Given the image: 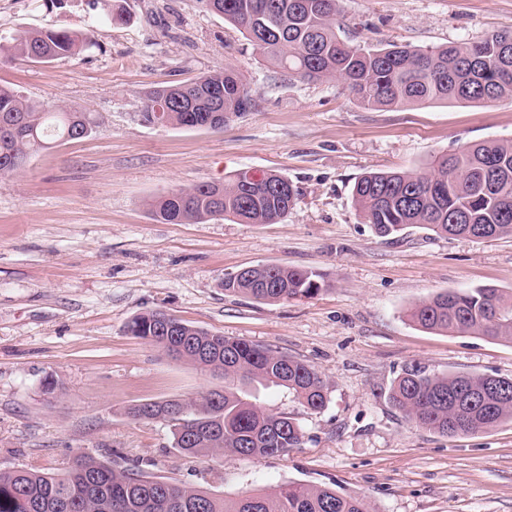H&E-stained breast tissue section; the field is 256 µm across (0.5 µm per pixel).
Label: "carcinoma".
Returning a JSON list of instances; mask_svg holds the SVG:
<instances>
[{
  "label": "carcinoma",
  "instance_id": "1",
  "mask_svg": "<svg viewBox=\"0 0 512 512\" xmlns=\"http://www.w3.org/2000/svg\"><path fill=\"white\" fill-rule=\"evenodd\" d=\"M200 2L238 28L268 64L289 78L339 80L368 107L512 100V30L427 49L394 43L376 48L340 38L341 0ZM85 41L77 32L22 30L0 37V56L50 62L78 54ZM255 106L252 89L233 70L219 68L150 90L140 121L220 129ZM96 127L91 112H54L0 86V176L20 172L52 140L86 137ZM352 195L364 223L380 237H396L416 226L453 237L512 236V140L466 145L435 157L425 170L367 173L356 180ZM297 196V187L280 173L268 171L252 181L248 172L238 171L222 184L206 182L159 195L150 212L165 224L215 217L276 224ZM325 287L324 275L316 270L276 264L224 278V290L263 302L312 298ZM408 316L430 333L512 343V293L492 286L439 292L414 305ZM127 331L176 360L224 376L221 391L148 400L128 409V417L138 423L152 412L159 416L171 429L172 447L182 454L263 458L301 447L304 433L296 420L258 404L260 386L287 389L311 412L326 404L328 385L314 366L260 344L211 333L160 309L136 314ZM389 401L420 427L449 437L476 434L512 421V377L429 375L407 366L392 382ZM0 512H369V506L334 485L304 483L250 489L224 499L80 453L63 472L0 470Z\"/></svg>",
  "mask_w": 512,
  "mask_h": 512
}]
</instances>
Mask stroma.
Wrapping results in <instances>:
<instances>
[{"label": "stroma", "mask_w": 512, "mask_h": 512, "mask_svg": "<svg viewBox=\"0 0 512 512\" xmlns=\"http://www.w3.org/2000/svg\"><path fill=\"white\" fill-rule=\"evenodd\" d=\"M119 2L128 24L102 22L88 0H0L2 37L51 27L91 38L71 58L0 59V85L99 123L0 177V469L62 471L76 452H112L121 466L227 498L326 483L365 497L373 512H512V421L448 437L404 419L387 398L413 364L512 377V344L430 333L406 316L448 289L512 291V237L414 227L388 240L352 199L366 173L423 169L464 145L512 139V101L368 108L341 82L292 80L267 65L199 0ZM342 23L357 42L436 47L512 30V0H342ZM222 67L253 89L254 111L216 130L140 121L153 88ZM240 169L274 170L297 186L279 223L165 224L147 206ZM261 264L313 269L329 286L274 303L225 292V276ZM157 308L313 365L329 383L322 410L284 389L259 394L266 411L296 419L303 446L193 457L172 448L167 425L132 421L133 404L224 385L128 333L134 315Z\"/></svg>", "instance_id": "1"}]
</instances>
